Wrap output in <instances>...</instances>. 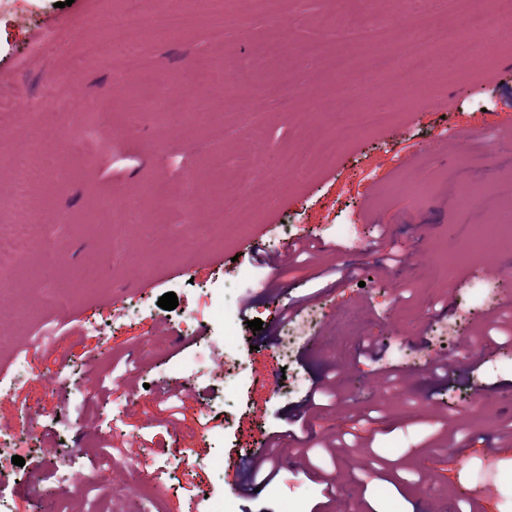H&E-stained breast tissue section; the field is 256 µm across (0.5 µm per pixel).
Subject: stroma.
<instances>
[{"mask_svg":"<svg viewBox=\"0 0 512 512\" xmlns=\"http://www.w3.org/2000/svg\"><path fill=\"white\" fill-rule=\"evenodd\" d=\"M470 6L433 0L413 14L400 0H269L262 10L226 0L245 27H228L219 42L209 0H0V88L21 112L0 132V223L43 225L65 258L47 272L29 255L0 287V336L55 326L53 345L29 362L58 375L54 385L32 380L0 395V440L31 449L0 480L7 512H42L47 489L64 512H512V355L503 352L512 339L499 326L512 307L472 288L470 246L474 226H512L503 207L512 200V0H495L497 39L483 71L463 67L455 46L430 47L431 105L391 87L374 46L334 40L323 27L344 13L380 14L392 51L435 23L466 37ZM173 11L195 13L196 24L175 37L155 33L133 53L111 37L129 17L151 26ZM47 29L54 41L33 51ZM274 36L283 50L271 61ZM90 40L98 55L84 53ZM227 59L233 86L199 84L200 66ZM340 83L354 111H388L387 123L339 140ZM257 124L261 146L249 135ZM333 139L337 153L317 152ZM452 140L467 150L451 152ZM35 143L44 155L20 211L14 168ZM302 148L310 162L298 177L281 157ZM219 176L237 200L213 194ZM190 178L196 223L225 210L201 252L189 250L182 216L166 207ZM109 202L133 206L139 223L104 224ZM300 237L315 257L284 271L254 258V248L283 251ZM434 264L446 276L431 279ZM49 288L68 298L65 316L42 303ZM168 292L178 298L171 311L158 305ZM204 292L210 312L197 321ZM286 309L309 318L316 340L288 357L278 347ZM257 318L262 330L248 328ZM448 322L461 331L432 343ZM161 325L170 336L158 344ZM214 337L233 346L235 364L196 380L184 413L167 424L168 392ZM425 349L429 357L408 369L407 354ZM472 354L480 365L467 380L439 369ZM111 356L118 373L90 383ZM133 365L138 375L123 379ZM385 367L406 380L389 402ZM333 372L337 396L298 423L311 389ZM374 408L381 420L354 424L356 410ZM32 418L30 435L23 423ZM303 430L317 441L351 432L365 449L333 459L318 450L308 466L283 455L260 483L242 472V457L263 453L264 439L286 446L289 432ZM107 457L160 489L157 504L114 496L106 478L82 494L68 486L66 474L99 472Z\"/></svg>","mask_w":512,"mask_h":512,"instance_id":"35a3bbf8","label":"stroma"}]
</instances>
